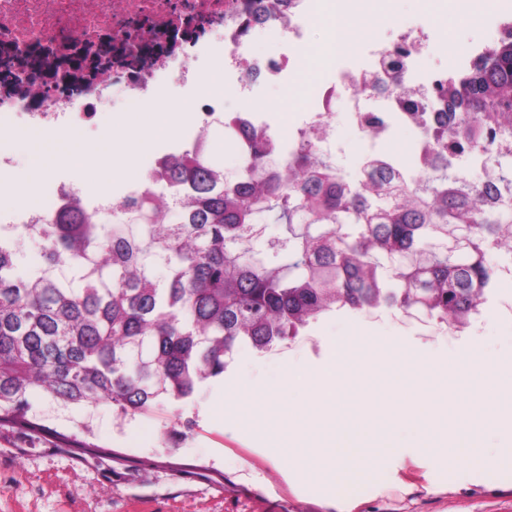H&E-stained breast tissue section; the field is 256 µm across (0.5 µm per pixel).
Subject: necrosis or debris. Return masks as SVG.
Wrapping results in <instances>:
<instances>
[{"instance_id":"4bbe7bcc","label":"necrosis or debris","mask_w":512,"mask_h":512,"mask_svg":"<svg viewBox=\"0 0 512 512\" xmlns=\"http://www.w3.org/2000/svg\"><path fill=\"white\" fill-rule=\"evenodd\" d=\"M255 0H0V73L10 84L0 88V167L8 166L4 149L17 118L53 130L63 122L96 126L114 88L127 89L131 99L148 101L168 79L193 82L190 70H173L181 58L208 53L214 43L224 48V83L236 91L242 112L257 123L260 106L252 92L254 76L281 83L303 72L312 49L309 31L320 19V0H266L270 15L260 23L278 45L277 54L260 57L250 51L243 28ZM389 24L394 41L381 43L362 56L347 53L339 34L328 42V71L307 99V117L288 132V151L320 137L335 146L330 121L335 104H343L361 143V160L381 159L401 180L421 173L420 162L431 152L426 131L433 91L450 71L474 60L480 47L460 46L443 70L428 71L424 62L430 43L425 28L407 27L399 17ZM402 52L405 75L417 91L418 108L399 101V94H375L362 83L379 71L395 52ZM404 128L416 137L408 163L386 150ZM78 182H53L41 188L42 203L26 208L23 224H43L82 197Z\"/></svg>"}]
</instances>
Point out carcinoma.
I'll use <instances>...</instances> for the list:
<instances>
[{
	"label": "carcinoma",
	"mask_w": 512,
	"mask_h": 512,
	"mask_svg": "<svg viewBox=\"0 0 512 512\" xmlns=\"http://www.w3.org/2000/svg\"><path fill=\"white\" fill-rule=\"evenodd\" d=\"M371 86L413 97L398 58ZM435 94V150L410 185L378 161L350 184L310 144L288 159L266 130L230 112L220 124L238 171L225 173L196 147L148 174L175 194L178 223L161 222L165 202L149 188L119 206L126 225L94 224L79 202L39 225L48 264L38 275L19 276L16 249L1 245L0 425L40 433L33 393L66 409L106 402L123 415L155 409L162 395L188 399L224 374L237 345L269 349L337 306L417 307L464 324L495 276L488 248L512 236L501 189L512 186V23ZM488 130L503 151L478 190L448 156L479 147ZM271 213L288 235L259 248L258 224ZM450 225L464 230L452 251ZM65 267L81 270V287L55 277ZM138 342L148 359L137 358Z\"/></svg>",
	"instance_id": "1"
}]
</instances>
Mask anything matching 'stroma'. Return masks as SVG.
Masks as SVG:
<instances>
[{
  "label": "stroma",
  "mask_w": 512,
  "mask_h": 512,
  "mask_svg": "<svg viewBox=\"0 0 512 512\" xmlns=\"http://www.w3.org/2000/svg\"><path fill=\"white\" fill-rule=\"evenodd\" d=\"M366 8L383 40L390 36V15L429 24L430 69L447 64L446 44H484L500 38L504 23L512 21V0H472L466 19L453 0H368ZM255 92L277 136L300 120L310 90L298 79L282 85L260 79ZM129 110L117 92L97 128L70 126V151L102 147L92 166L58 161L56 145L32 127L16 126L7 137L14 164L0 171V212L9 216L19 205H40V195L21 203L7 194L31 174L37 159L44 164L39 183L81 182L89 205L101 189L117 194L130 187L113 164L117 152L135 150V137L123 124ZM331 121L340 146L334 161L347 181H357L361 143L344 107H337ZM486 261L496 279L458 330L389 305L370 313L342 308L320 314L299 336L268 351L239 344L223 377L146 414L124 417L106 403L60 409L31 397L32 412L46 431L34 438L21 427H0V512H512V439L494 426L482 431L478 452L437 462L410 445L395 449L382 472L361 484L354 501L343 503L317 471L268 448V439L280 431L276 420L259 425L250 416L267 410L273 397L300 401V389L284 393L279 382L317 373L336 357L341 341L363 340L365 355L388 363L396 349L415 352L443 372L456 354L472 349L486 363L512 365V248H492ZM67 437L103 446L116 458L81 460L64 449ZM486 456L499 458V466L485 467Z\"/></svg>",
  "instance_id": "stroma-1"
}]
</instances>
